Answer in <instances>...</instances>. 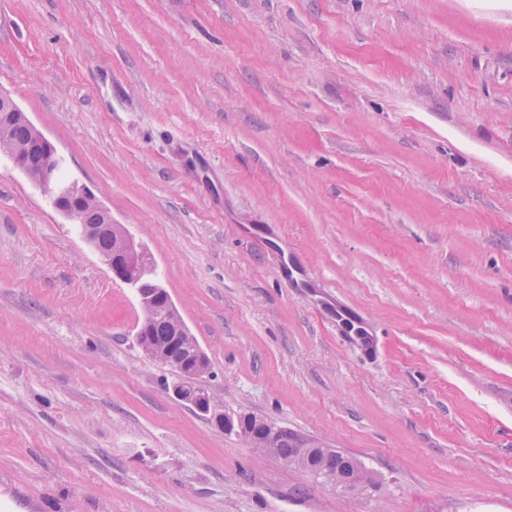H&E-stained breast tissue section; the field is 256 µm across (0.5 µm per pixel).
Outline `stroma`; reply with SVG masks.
<instances>
[{
    "label": "stroma",
    "mask_w": 512,
    "mask_h": 512,
    "mask_svg": "<svg viewBox=\"0 0 512 512\" xmlns=\"http://www.w3.org/2000/svg\"><path fill=\"white\" fill-rule=\"evenodd\" d=\"M0 93L150 253L215 407L0 159V512H512V0H0ZM138 296L144 319L136 332L137 342L148 356L157 360L175 377L172 393L177 400L207 416L212 425L221 431L235 432L245 438L253 448H261L265 453L279 458L276 454L278 448L279 455L288 460V465L307 472L315 470L319 476L313 475L326 482L334 484L337 472L346 476L355 474L358 465L362 463L358 458L335 450L325 461L329 467L325 462L315 465L316 448L322 446L299 436L288 438V442H285V429L265 418L250 414L248 425L240 426L238 421L236 429L234 419L224 410L215 408L207 390L198 384L199 379L209 371V360L199 344L195 341L189 343L191 332L167 288L159 283L153 293L144 295L138 291ZM158 324L166 325L169 332L168 341L160 349V358L157 355L158 347L150 337L152 326ZM364 478V473H359L352 477H342L341 480L348 486L349 494L358 496L362 494V485L366 482Z\"/></svg>",
    "instance_id": "1"
}]
</instances>
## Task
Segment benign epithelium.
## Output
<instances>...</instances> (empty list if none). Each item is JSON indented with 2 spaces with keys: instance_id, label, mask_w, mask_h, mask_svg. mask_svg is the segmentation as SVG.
<instances>
[{
  "instance_id": "benign-epithelium-1",
  "label": "benign epithelium",
  "mask_w": 512,
  "mask_h": 512,
  "mask_svg": "<svg viewBox=\"0 0 512 512\" xmlns=\"http://www.w3.org/2000/svg\"><path fill=\"white\" fill-rule=\"evenodd\" d=\"M0 104L4 107L0 113L1 125L20 122L30 132L26 144L7 153L14 165L52 198L58 212L80 225L81 235L89 245L95 248L101 237H112V250L102 252L100 256L114 278L133 285L150 274L152 261L124 225L114 222L110 212L87 187L75 180L64 182L59 179L62 157L56 146L31 122L27 113L1 94ZM139 300L144 319L136 332L137 342L148 356L175 377L172 393L177 400L207 416L214 427L238 434L251 447L260 448L267 454L274 456L283 443H290L294 453L288 459V465L307 472L315 470L319 477L329 483L336 481V469L324 462L314 464L319 444L299 436L288 440L284 429L256 415L249 416V423L237 426L229 414L215 408L207 390L198 384L199 379L209 371L208 357L199 344L189 343L191 332L167 288L159 284L153 293L139 294ZM158 324L166 325L169 332L168 341L161 348L155 346L150 337L152 326Z\"/></svg>"
}]
</instances>
